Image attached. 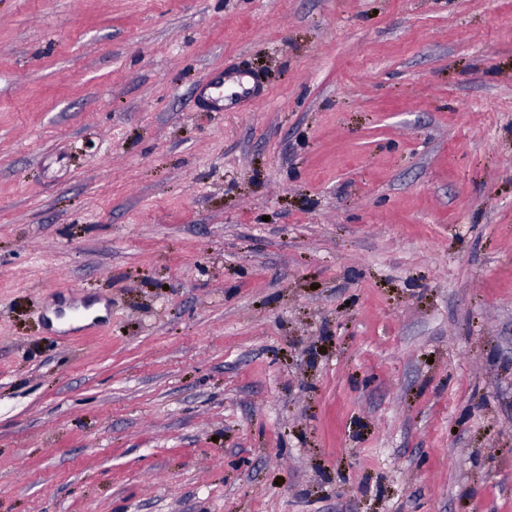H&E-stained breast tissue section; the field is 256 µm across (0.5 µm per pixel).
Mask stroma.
I'll return each mask as SVG.
<instances>
[{"instance_id": "35a3bbf8", "label": "stroma", "mask_w": 512, "mask_h": 512, "mask_svg": "<svg viewBox=\"0 0 512 512\" xmlns=\"http://www.w3.org/2000/svg\"><path fill=\"white\" fill-rule=\"evenodd\" d=\"M0 512H512V0H0ZM246 77L252 79V85L245 82ZM227 82L238 88L230 95H224V84ZM256 87L255 79L240 68L219 70L199 86L197 105L209 112H240L241 103L260 96Z\"/></svg>"}]
</instances>
